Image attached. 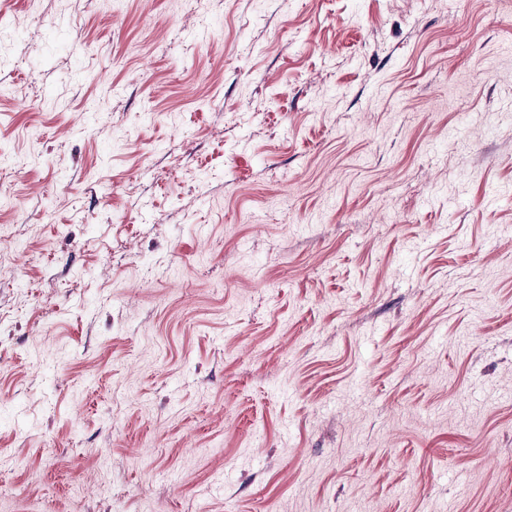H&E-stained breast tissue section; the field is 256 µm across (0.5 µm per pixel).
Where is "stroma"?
<instances>
[{
    "label": "stroma",
    "instance_id": "stroma-1",
    "mask_svg": "<svg viewBox=\"0 0 512 512\" xmlns=\"http://www.w3.org/2000/svg\"><path fill=\"white\" fill-rule=\"evenodd\" d=\"M0 512H512V0H0Z\"/></svg>",
    "mask_w": 512,
    "mask_h": 512
}]
</instances>
